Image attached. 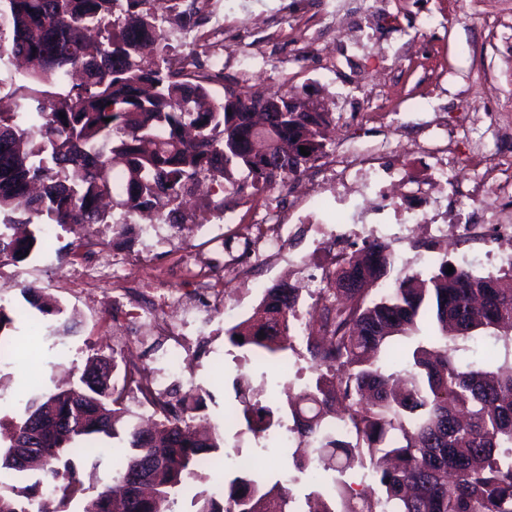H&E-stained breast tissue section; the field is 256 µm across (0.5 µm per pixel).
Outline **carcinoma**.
Returning a JSON list of instances; mask_svg holds the SVG:
<instances>
[{
  "label": "carcinoma",
  "instance_id": "obj_1",
  "mask_svg": "<svg viewBox=\"0 0 512 512\" xmlns=\"http://www.w3.org/2000/svg\"><path fill=\"white\" fill-rule=\"evenodd\" d=\"M0 0V55L31 70L8 80L14 108L0 111V265L19 264L44 238L45 225L106 224L125 237L127 218L155 209L185 223L183 197L200 179L238 192L296 176L326 151L328 112H290V95L224 89L213 77L170 61L164 23L174 12L189 30L200 0ZM65 118H60L59 113ZM310 154H300V147ZM390 246L364 243L323 274L304 341L313 376L287 402L262 404L239 390L224 408L255 436L283 416L306 451L293 467L309 478L314 512H512V362L465 363L452 342L479 336L512 341V269L476 276L448 261L428 277L395 270ZM355 279V287L341 282ZM387 283L380 294L373 287ZM301 289H267L252 314L227 330L229 341L266 367L297 352L291 335ZM43 315L70 324L56 300L27 299ZM426 317L441 343H416L403 391L395 393L380 354L398 353L395 337L418 332ZM243 337L239 341L235 336ZM109 360L93 357L66 388L32 392L10 421L0 471H37L22 488L0 482V512H37L50 493L56 512H173L175 496L195 490L193 512H291L288 478L269 482L237 467L223 490L207 487L208 471L225 460L224 435L198 436L192 413L199 395L153 394L140 370L113 379ZM151 400L159 420L134 423L117 448L119 499L90 493L88 439L112 437L130 416L132 391ZM359 468L370 483L347 481Z\"/></svg>",
  "mask_w": 512,
  "mask_h": 512
}]
</instances>
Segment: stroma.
<instances>
[{
    "mask_svg": "<svg viewBox=\"0 0 512 512\" xmlns=\"http://www.w3.org/2000/svg\"><path fill=\"white\" fill-rule=\"evenodd\" d=\"M195 62L215 56L224 68L212 90L253 87L297 94L331 114V150H363L390 177L388 195L402 209L433 208L459 215L461 223L485 224V207L512 212V0H386L373 14L367 0H210L194 31ZM447 164L451 185L476 182L499 189L489 204L459 208L452 193L428 198L417 193L439 164ZM344 170L319 158L300 175L302 192L320 205V223L296 224L301 192L293 182L245 186L231 194L219 187L192 199L195 217L227 212L224 256L246 251L256 233L271 238V251L227 266L223 293L228 303L255 308L253 284L321 276L331 267L327 250L315 239L344 244L388 243L397 267L430 274L436 263L460 266L474 261L477 276L495 275L487 264L488 235L439 240L412 224H340L331 185ZM171 244L146 248L141 236L115 238L111 226L57 229L31 257L0 265L7 282L4 303L13 310L14 354L1 368L0 420L8 422L34 388H53L63 372L83 369L92 354L114 357L118 366L159 367L180 337L148 331L142 320L114 315L108 304L120 280L155 282L167 278L185 251L210 254L206 231L190 237L173 233ZM96 243L93 254L65 255L75 240ZM61 301L76 313L72 331L47 337L49 318L31 308L26 294ZM220 311L203 314L190 326L189 361L169 374L165 389L202 395L198 420L224 429L227 450L251 457L253 471L266 480L293 473L291 448L240 433L224 421V406L236 389L264 388L266 398L298 390L311 375L307 355L289 354L286 365L265 372L245 362L225 331L236 324Z\"/></svg>",
    "mask_w": 512,
    "mask_h": 512,
    "instance_id": "stroma-1",
    "label": "stroma"
}]
</instances>
